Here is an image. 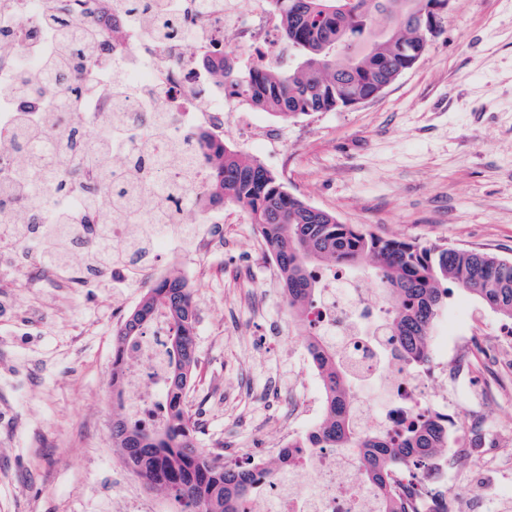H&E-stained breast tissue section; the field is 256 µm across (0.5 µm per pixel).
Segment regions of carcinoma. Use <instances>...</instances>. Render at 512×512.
Instances as JSON below:
<instances>
[{
    "label": "carcinoma",
    "instance_id": "obj_1",
    "mask_svg": "<svg viewBox=\"0 0 512 512\" xmlns=\"http://www.w3.org/2000/svg\"><path fill=\"white\" fill-rule=\"evenodd\" d=\"M435 0H271L282 17V40L289 55L277 69L243 76L225 72L238 94L272 118L287 121L312 112H336L370 97L383 80H397L409 70L410 59L423 54L428 42L423 11ZM91 33L75 36L43 59V69L58 76L78 66ZM61 110L70 109L81 92L80 82L46 88ZM217 157L211 194L243 207L256 231L279 258L288 306L297 308L319 292L313 268L342 266L354 270L364 258L374 279L395 306L393 335L399 356L416 364L427 357L426 337L448 308L452 284L473 296L479 306L512 322V261L475 249L382 239L342 224L328 211L315 208L286 192L278 178L256 160L224 145ZM70 166L61 154L46 163L42 194L65 185L60 175ZM22 197L20 207L34 208L39 196L29 195L25 176L10 187ZM170 319L168 365L170 413L166 424L146 430L123 417L112 419V441L128 466L157 490L181 504L187 498L201 512H238L251 494L239 470L224 466L195 445V424L185 408L187 384L197 363L195 309L192 294L172 278L149 289L118 337L134 338L156 309ZM322 383L331 397L328 416L296 444L298 448L356 449L357 466L383 512H398L385 496L389 463L421 466L447 447L441 425L426 421L394 444L379 432L359 429L350 406L348 373L329 345L320 350Z\"/></svg>",
    "mask_w": 512,
    "mask_h": 512
}]
</instances>
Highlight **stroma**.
Wrapping results in <instances>:
<instances>
[{
	"label": "stroma",
	"mask_w": 512,
	"mask_h": 512,
	"mask_svg": "<svg viewBox=\"0 0 512 512\" xmlns=\"http://www.w3.org/2000/svg\"><path fill=\"white\" fill-rule=\"evenodd\" d=\"M287 190L383 238L478 249L512 260V0H450L421 60L377 98L288 120ZM229 248L193 289L198 376L187 396L198 444L255 448L302 390L303 341L256 246L253 224H228ZM261 290L263 311L239 306ZM136 281L63 291L0 275V512H148L154 491L115 469L112 314L143 296ZM477 319L495 345L502 322L453 289L449 313ZM492 355L461 356L431 383L476 446L448 467L467 512H512V383L489 398ZM280 395L267 405L263 393Z\"/></svg>",
	"instance_id": "stroma-1"
}]
</instances>
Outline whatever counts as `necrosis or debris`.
<instances>
[{
    "label": "necrosis or debris",
    "instance_id": "obj_1",
    "mask_svg": "<svg viewBox=\"0 0 512 512\" xmlns=\"http://www.w3.org/2000/svg\"><path fill=\"white\" fill-rule=\"evenodd\" d=\"M148 2L149 9L134 14L124 0H0L2 93H9L19 74L41 75L46 30L38 19L43 13L59 12L76 29L94 26L102 38L101 47L82 59L84 92L96 98V112L68 123L63 140L49 134L26 144L18 129L0 130V192L22 162L33 161L32 175L37 178V161L62 152L80 172L73 196H81L89 185L104 186L109 173L88 161L97 143L87 128L92 123L115 127L133 142L149 141L150 158L157 163L155 178L170 186L163 196L135 193L134 208L165 213L167 232L182 237L189 227L179 223L180 211L189 203L199 207L205 223L213 227L212 233L192 240L196 254L202 255L222 240V225L229 219L225 206L211 202L209 195L212 151L223 143L225 129L234 130L238 149L253 155L281 152L288 145L287 132L259 122L230 81H215V67L225 63L238 74L272 70L288 47L279 38L281 17L270 0H255L247 15L238 0H184L175 12L171 0ZM59 235L67 262L42 268L57 288L89 287L104 269L91 255L108 240L126 249L123 259L111 266L116 277L141 273L147 286L156 288L170 280L167 265L174 262L180 281L192 289L210 273L204 264H188L179 253H166L153 227L107 222L99 206L87 210L80 223L60 226ZM321 278L323 287L306 306L301 331L336 346L357 385L377 381L387 393L376 413L367 400L355 403L359 426L382 431L397 442L429 416L454 425L451 408L435 402L429 391L439 362L430 357L413 368L391 362L392 345L384 330L392 308L386 299L366 291L342 268L326 271ZM168 329L165 314H157L137 339L124 345L122 386L134 394L125 414L147 429L162 427L168 417ZM294 438V432L285 429L263 447L225 449L224 462L246 468L254 492L276 503V512H381L353 452L305 448L292 458L288 451ZM455 453L448 448L420 474L399 464L388 467L390 496L400 512H424Z\"/></svg>",
    "mask_w": 512,
    "mask_h": 512
}]
</instances>
